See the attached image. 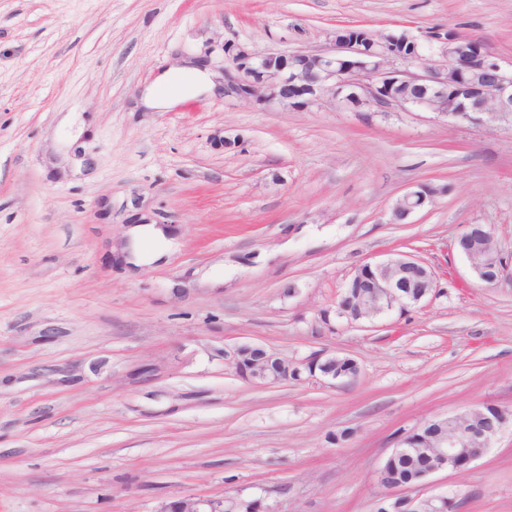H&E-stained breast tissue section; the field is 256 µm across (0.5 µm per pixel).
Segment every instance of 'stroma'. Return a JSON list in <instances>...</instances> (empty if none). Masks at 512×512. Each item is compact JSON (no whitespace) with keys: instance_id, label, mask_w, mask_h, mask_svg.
<instances>
[{"instance_id":"35a3bbf8","label":"stroma","mask_w":512,"mask_h":512,"mask_svg":"<svg viewBox=\"0 0 512 512\" xmlns=\"http://www.w3.org/2000/svg\"><path fill=\"white\" fill-rule=\"evenodd\" d=\"M347 25L454 27L512 65V0H0V512H156L178 493L373 512L399 435L512 414V281L478 282L454 246L490 224L512 256L511 117L139 109L176 63L220 76L227 46L323 50ZM418 185L432 203L394 221ZM144 214L177 239L132 275L112 251ZM394 252L435 266L437 293L338 316L356 269ZM243 344L359 371L253 385L224 360ZM451 492L459 512H512V424L414 494Z\"/></svg>"}]
</instances>
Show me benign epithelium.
Segmentation results:
<instances>
[{"label":"benign epithelium","mask_w":512,"mask_h":512,"mask_svg":"<svg viewBox=\"0 0 512 512\" xmlns=\"http://www.w3.org/2000/svg\"><path fill=\"white\" fill-rule=\"evenodd\" d=\"M404 40L415 45V54L405 56L397 46L385 40L372 42L370 48L351 38L346 30L334 33L331 46L318 53H256L243 49L231 54L233 71H225L224 96L252 100L259 104H281L306 108L329 98L339 100L353 112H394L420 110L433 112L454 122H476L475 113L464 104L479 102V114L512 116V70L487 48L462 35L455 28H439L419 36L404 33ZM439 48L443 62L423 50V45ZM434 191L418 185L406 191L393 208V217L404 221L432 202ZM496 240L489 224H468L456 239L459 253L471 262L476 280L493 285L507 272L501 252H496L491 267L476 262L473 253ZM361 288L354 322L372 318L395 308L405 310L437 292L436 270L412 254L394 253L383 261L360 265L348 283ZM224 360L236 372L256 385H271L292 378L320 375L330 380L336 376V355L320 353L298 363H291L263 346H240L224 351ZM481 422L464 434L453 426L465 418L454 414L439 418L448 431L437 433L432 445L443 464L429 470L425 477L441 471H458L481 457L459 459L468 448H489L505 429L500 417L484 408H476ZM382 470L375 482L382 492L377 499L381 512H423L431 503L433 512H443L446 495L419 499L405 495L410 485L384 487ZM241 498H219L195 494L175 495L161 503L156 512H239Z\"/></svg>","instance_id":"obj_1"}]
</instances>
